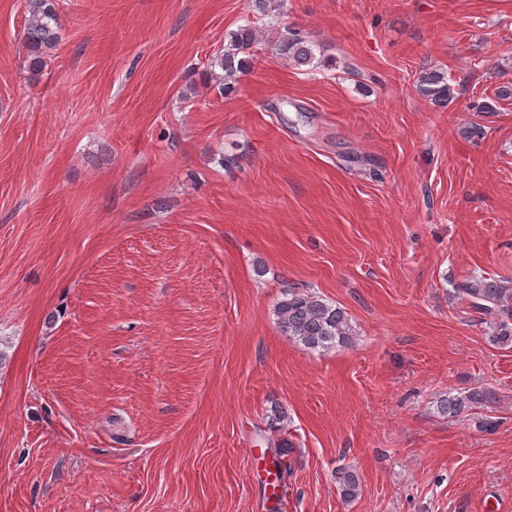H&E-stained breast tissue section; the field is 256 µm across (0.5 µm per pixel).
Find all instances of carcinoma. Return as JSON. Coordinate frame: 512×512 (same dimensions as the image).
Wrapping results in <instances>:
<instances>
[{"label": "carcinoma", "instance_id": "obj_1", "mask_svg": "<svg viewBox=\"0 0 512 512\" xmlns=\"http://www.w3.org/2000/svg\"><path fill=\"white\" fill-rule=\"evenodd\" d=\"M24 40L27 51V67L31 74H38L46 65L50 53L60 43L62 30L57 0H27ZM255 21L246 20L237 31L231 33V41L224 51L215 54L209 62L207 79L218 89H225V81L249 68L246 50L257 40ZM290 58L297 66L314 65L312 47L301 38L285 44ZM418 93L438 104H446L453 98V87L448 75L434 69H424L418 76ZM456 297L481 314L496 319L493 341L512 344V290L497 280L485 276H473L456 284ZM282 333L312 351H328L345 348L352 344L353 333L346 312L312 293L289 288L275 307ZM495 400L493 391L473 388L458 393L448 392L435 402V409L442 417H457L466 412L483 408ZM268 428L278 434L276 448H290L288 440V414L274 404L267 414ZM336 488L345 502L355 500L360 493V478L352 469L340 468L335 472Z\"/></svg>", "mask_w": 512, "mask_h": 512}]
</instances>
